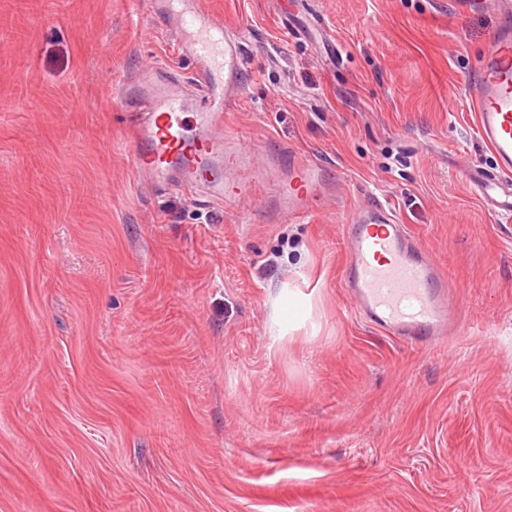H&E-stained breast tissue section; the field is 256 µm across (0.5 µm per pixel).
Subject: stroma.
Returning a JSON list of instances; mask_svg holds the SVG:
<instances>
[{"label":"stroma","instance_id":"obj_1","mask_svg":"<svg viewBox=\"0 0 512 512\" xmlns=\"http://www.w3.org/2000/svg\"><path fill=\"white\" fill-rule=\"evenodd\" d=\"M224 131L334 187L301 219L142 183L119 89L193 65L149 0H0V512H512V232L468 86L497 0H206ZM456 284L445 346L351 313L347 219Z\"/></svg>","mask_w":512,"mask_h":512}]
</instances>
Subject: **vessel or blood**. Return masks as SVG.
Returning a JSON list of instances; mask_svg holds the SVG:
<instances>
[{
  "instance_id": "1",
  "label": "vessel or blood",
  "mask_w": 512,
  "mask_h": 512,
  "mask_svg": "<svg viewBox=\"0 0 512 512\" xmlns=\"http://www.w3.org/2000/svg\"><path fill=\"white\" fill-rule=\"evenodd\" d=\"M153 15L173 30L192 59L198 95L165 69L126 83L121 98L134 111L136 171L154 186L177 184L188 193L206 189L217 204L237 205L276 188L271 217L304 215L320 193L324 175L316 163L281 166L271 159L262 178L243 172L251 153L224 134L223 115L238 99L242 83L240 36L224 26L203 0H150ZM470 100L481 141L498 174L476 182L477 195L495 215L512 218V0L485 54ZM192 114L185 128L184 114ZM349 263L340 286L355 311L388 335L424 348L447 336L455 317L448 277L400 224L394 211L366 201L350 217Z\"/></svg>"
}]
</instances>
